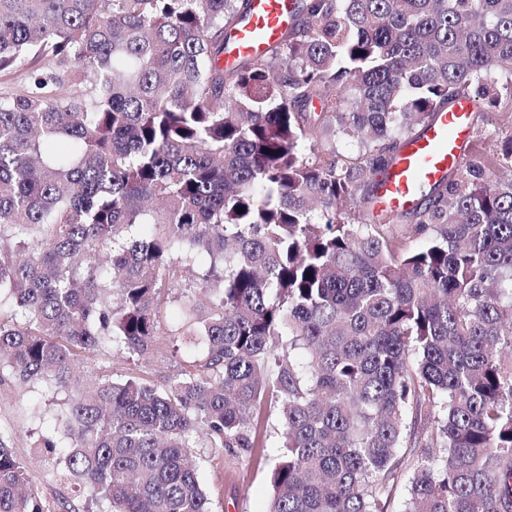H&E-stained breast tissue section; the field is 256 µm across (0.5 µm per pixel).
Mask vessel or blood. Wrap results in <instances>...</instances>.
<instances>
[{"label": "vessel or blood", "instance_id": "obj_1", "mask_svg": "<svg viewBox=\"0 0 512 512\" xmlns=\"http://www.w3.org/2000/svg\"><path fill=\"white\" fill-rule=\"evenodd\" d=\"M294 19V0H249L245 18L226 34L225 66L266 54L281 41ZM473 111L471 100H460L441 110L408 141L368 204L374 216L415 207L428 186L463 161L469 149Z\"/></svg>", "mask_w": 512, "mask_h": 512}]
</instances>
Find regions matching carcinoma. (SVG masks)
<instances>
[{
  "instance_id": "cac0c4a2",
  "label": "carcinoma",
  "mask_w": 512,
  "mask_h": 512,
  "mask_svg": "<svg viewBox=\"0 0 512 512\" xmlns=\"http://www.w3.org/2000/svg\"><path fill=\"white\" fill-rule=\"evenodd\" d=\"M247 8L0 0V71L49 62L0 92V378L65 389L106 341L157 352L164 297L204 347L162 385L84 369L37 463L101 512H212L192 449L254 447L272 396L266 512H384L399 478L406 512H512V130L351 221L459 99L512 126V0H296L226 68ZM10 442L0 512H78ZM29 475L31 484L38 490V492L48 501H53L57 495L59 494H65L66 496H69L71 499L75 498V503L78 505L80 512H83V510H91L93 512H96L98 508L95 505H88L85 504V499L77 492H74L76 490L75 486H67L64 484H61L60 482H56L54 480H51L49 477L46 476L44 471L39 468L35 467L34 465L29 467ZM90 511V512H91Z\"/></svg>"
}]
</instances>
